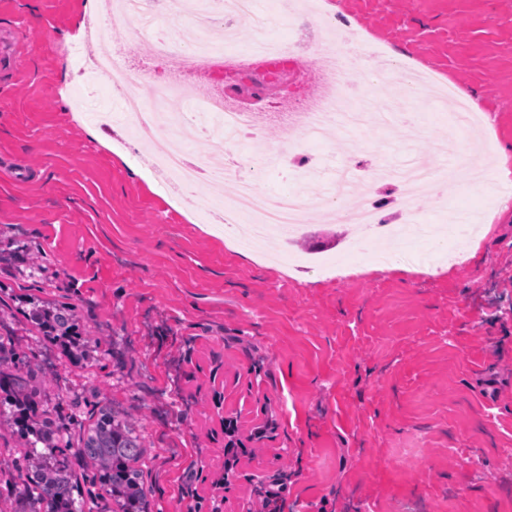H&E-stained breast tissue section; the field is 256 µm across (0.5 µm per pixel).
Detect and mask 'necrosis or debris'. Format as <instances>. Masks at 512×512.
Wrapping results in <instances>:
<instances>
[{
	"label": "necrosis or debris",
	"instance_id": "obj_1",
	"mask_svg": "<svg viewBox=\"0 0 512 512\" xmlns=\"http://www.w3.org/2000/svg\"><path fill=\"white\" fill-rule=\"evenodd\" d=\"M246 17L257 29L265 28L267 20L256 14L253 0H109L95 27L97 38L107 41L113 28L128 27L150 38L151 53L138 71L118 49L82 62L91 88L102 83L111 87L134 135L150 144L157 166L177 188L207 181L216 202L213 213L226 229L254 224L267 235L289 234L305 223L311 208L325 206L337 222L379 230L385 226L384 203L371 194V182L393 186L407 206L438 182L447 185L439 195L443 203L480 182L490 155L481 134L485 116L461 102L450 115L448 129L469 133L470 139L455 166L428 164L402 172L381 164L361 174L344 164L349 179L361 188L362 200L354 208L330 206L323 198L300 192L258 191L252 174L235 157L241 147L260 144L268 126L279 127L286 140H318L336 128L360 133L394 123L406 102L439 89L415 76L396 90L402 106L370 115L369 90L387 86L388 76L364 72V58L379 50L349 22L329 21L308 0H300L288 17L293 31L288 45L234 46L231 36ZM356 71L363 72V84L353 82ZM203 86L208 94L200 103L195 91ZM203 137L225 141L223 164L190 161V146ZM229 183L234 186L230 192L225 189Z\"/></svg>",
	"mask_w": 512,
	"mask_h": 512
}]
</instances>
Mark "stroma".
Wrapping results in <instances>:
<instances>
[{
  "label": "stroma",
  "instance_id": "35a3bbf8",
  "mask_svg": "<svg viewBox=\"0 0 512 512\" xmlns=\"http://www.w3.org/2000/svg\"><path fill=\"white\" fill-rule=\"evenodd\" d=\"M85 0H0L13 33L0 72V512L38 493L22 479L43 425L44 463L74 472L84 512H113L79 454L100 407L130 416L146 449L149 512H212L209 484L228 476L226 507L280 512H512V183L504 201L463 191L415 204L422 223L486 207L483 238L459 230L436 260L409 236V270L377 268L375 240L351 252V227L306 223L302 244L227 245L206 210L208 183L163 190L122 104L57 48L84 39ZM384 45L408 76L427 72L476 94L483 135L512 145V0H322ZM419 137L376 134L374 151L338 134L308 153L368 169L410 154L456 162L461 139H436L441 109L412 103ZM112 112L98 137L84 127ZM42 253L31 272L27 258ZM71 305L80 341L34 319ZM482 458L480 469L470 455Z\"/></svg>",
  "mask_w": 512,
  "mask_h": 512
}]
</instances>
